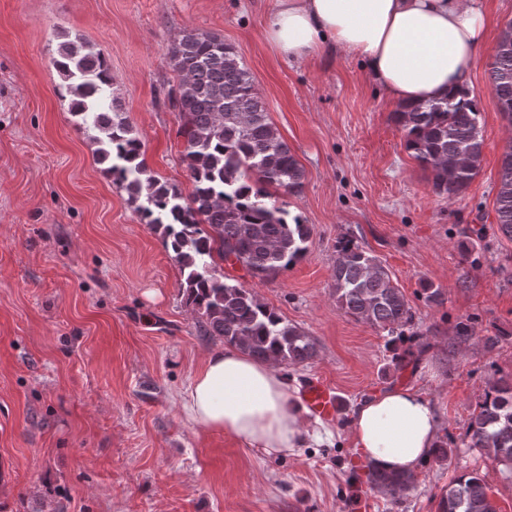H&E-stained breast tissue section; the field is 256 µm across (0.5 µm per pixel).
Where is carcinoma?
<instances>
[{
  "label": "carcinoma",
  "instance_id": "cac0c4a2",
  "mask_svg": "<svg viewBox=\"0 0 512 512\" xmlns=\"http://www.w3.org/2000/svg\"><path fill=\"white\" fill-rule=\"evenodd\" d=\"M168 60L180 77L167 99L185 138L183 162L193 184L187 198L148 173L142 142L124 116L104 55L64 42L53 64L75 96L71 112L82 117L85 129L106 136L98 163L127 191L141 223L160 232L175 253L185 275L186 304L199 316L200 335L221 339L259 360L302 365L315 355V340L250 290L216 277L214 269L215 259L231 260L254 277L272 279L307 254L310 226L272 202L269 191L300 193L305 171L268 121L250 73L224 38L187 31L171 45ZM489 76L498 110L512 123V23L498 37ZM479 115L466 88L428 104L403 105L395 113L407 149L431 173L437 192L458 196L479 174ZM495 213L500 230L512 239L511 145L501 159ZM332 278L341 312L404 340L414 313L382 261L358 246L341 245ZM469 429L470 447L487 450L496 462L512 460L511 385L497 384L485 393ZM371 480L391 494L409 485V477L379 470ZM440 512H496L487 495V476L456 480Z\"/></svg>",
  "mask_w": 512,
  "mask_h": 512
}]
</instances>
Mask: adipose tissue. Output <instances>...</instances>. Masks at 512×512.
Here are the masks:
<instances>
[{
    "mask_svg": "<svg viewBox=\"0 0 512 512\" xmlns=\"http://www.w3.org/2000/svg\"><path fill=\"white\" fill-rule=\"evenodd\" d=\"M492 25L482 0H275L265 38L299 63L340 49L361 61L390 100L407 104L466 86ZM182 401L196 426L265 455L285 456L303 443V412L281 370L238 348L209 353ZM350 433L372 466L411 475L435 447L439 422L420 390L399 386L358 404Z\"/></svg>",
    "mask_w": 512,
    "mask_h": 512,
    "instance_id": "ef3b65f1",
    "label": "adipose tissue"
}]
</instances>
